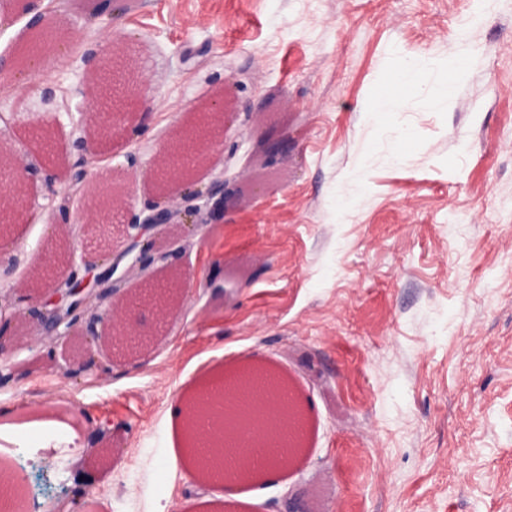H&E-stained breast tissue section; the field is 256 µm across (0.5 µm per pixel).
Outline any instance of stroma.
Wrapping results in <instances>:
<instances>
[{
  "label": "stroma",
  "instance_id": "stroma-1",
  "mask_svg": "<svg viewBox=\"0 0 512 512\" xmlns=\"http://www.w3.org/2000/svg\"><path fill=\"white\" fill-rule=\"evenodd\" d=\"M471 13L481 23L462 26ZM70 18L53 65L0 80V140L31 161L0 313L36 323L13 286L50 251V225L81 218L80 44L125 43L121 126L94 146L134 209L205 94L230 89L224 138L241 148L217 151L202 184L248 167L259 130L287 132L289 149L264 190L171 252L189 299L143 354L66 373L46 339L0 361V462L25 476L20 512H219L187 468L184 397L244 364L290 375L314 429L295 466L238 483L230 512H285L302 491L315 512H512V0H134ZM466 45L474 60L440 103L429 90ZM411 58L423 88L398 91ZM393 91L397 112L369 120ZM80 475L96 484L84 499Z\"/></svg>",
  "mask_w": 512,
  "mask_h": 512
}]
</instances>
